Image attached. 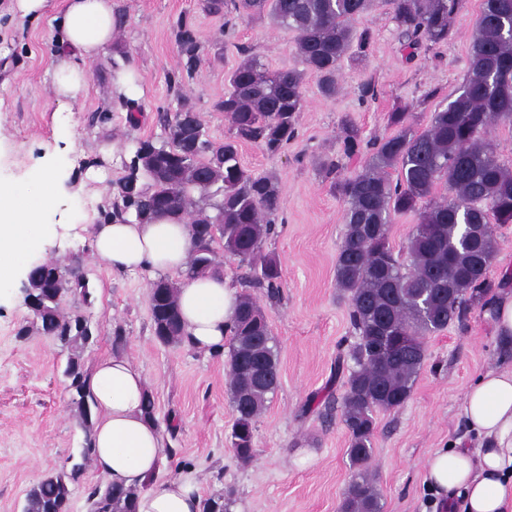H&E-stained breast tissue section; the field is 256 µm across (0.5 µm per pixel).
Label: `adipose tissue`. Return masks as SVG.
Returning a JSON list of instances; mask_svg holds the SVG:
<instances>
[{"instance_id":"adipose-tissue-1","label":"adipose tissue","mask_w":512,"mask_h":512,"mask_svg":"<svg viewBox=\"0 0 512 512\" xmlns=\"http://www.w3.org/2000/svg\"><path fill=\"white\" fill-rule=\"evenodd\" d=\"M61 45L82 66L59 65L57 96L74 99L84 89L85 64L112 45L119 17L112 0H62L54 16ZM56 195L50 173L29 192L0 184V286L26 262L34 224ZM95 256L112 269L185 270L191 238L185 221L151 222L114 218L92 229ZM237 302V289L221 275L184 278L178 296L186 346L224 350ZM95 401L92 458L96 471L113 485L138 491L136 512H202L194 473L155 482L169 456L166 439L145 412L146 379L127 356L97 361L90 378ZM463 415L477 447L440 448L424 463V482L447 499L448 512H512V364L481 373L468 388Z\"/></svg>"}]
</instances>
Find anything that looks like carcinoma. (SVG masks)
<instances>
[{
	"label": "carcinoma",
	"instance_id": "obj_1",
	"mask_svg": "<svg viewBox=\"0 0 512 512\" xmlns=\"http://www.w3.org/2000/svg\"><path fill=\"white\" fill-rule=\"evenodd\" d=\"M233 9L268 16L296 34L304 69L271 70L247 48L232 71L220 108L231 117L232 138L217 142L204 126L187 119L184 108L163 115L166 138L137 143L131 173L118 183L108 218L132 215L137 221L158 216L186 217L192 249L188 273L222 272L215 248L262 276L253 286L271 298L281 287L282 268L261 253L264 238L275 232L280 188L270 176L246 171L238 146L258 143L271 154L296 135L297 113L305 106L304 75L318 78L325 98L336 95L342 61L367 58L373 36L352 22L374 6L389 10L407 58L421 48L452 37L462 0H232ZM226 0H207L218 13ZM187 72L202 61V49L190 29L177 32ZM512 0H483L471 46L469 68L459 94L433 113L423 130L411 122L410 108L388 114L395 131L365 144L354 132L343 153L368 159L353 177H337L338 166L321 165L324 178L345 203V232L336 260V284L348 301L357 341L338 357L336 373L348 372L341 418L349 436L352 478L340 512H382L369 473L376 431L375 415L404 406L425 357V337L463 319L468 309L492 290L490 269L499 246L491 224H512V168L496 155L491 138L496 123L512 124ZM147 185L134 187L137 173ZM412 214L417 224L398 247L390 241L393 216ZM71 260H52L33 269L27 302L33 319L18 335L35 331L68 352L64 376L70 380L71 405L85 431L83 460L92 455L93 399L82 353L92 338L84 315L63 306L87 299L84 274L71 272ZM149 308L155 336L165 344L183 343L177 304L178 283L159 277L150 283ZM229 390L236 420L231 447L242 464L254 458V424L278 382L274 337L261 308L249 293L238 298L230 326ZM71 472L61 469L39 479L26 494L24 512H70ZM137 490L98 484L91 489L90 512H135Z\"/></svg>",
	"mask_w": 512,
	"mask_h": 512
}]
</instances>
